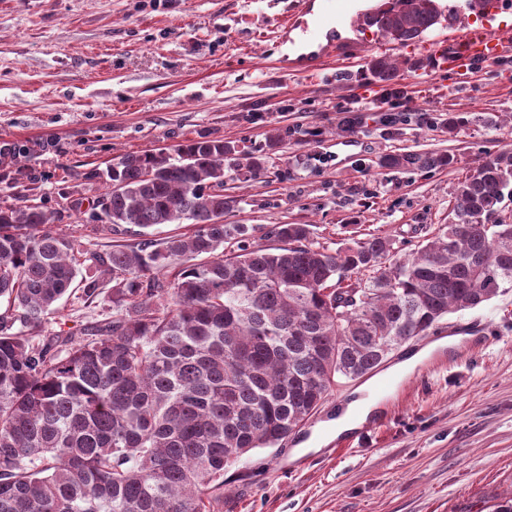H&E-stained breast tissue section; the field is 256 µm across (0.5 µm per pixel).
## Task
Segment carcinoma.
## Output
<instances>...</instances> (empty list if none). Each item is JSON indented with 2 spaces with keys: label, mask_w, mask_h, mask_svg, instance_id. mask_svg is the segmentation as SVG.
<instances>
[{
  "label": "carcinoma",
  "mask_w": 512,
  "mask_h": 512,
  "mask_svg": "<svg viewBox=\"0 0 512 512\" xmlns=\"http://www.w3.org/2000/svg\"><path fill=\"white\" fill-rule=\"evenodd\" d=\"M457 19L438 0H385L362 22L404 47ZM366 71L399 93L390 58ZM228 161L248 181L265 155L201 136L113 159L105 206L81 230H193L92 256L82 296L112 285V315L77 335L44 332L84 264V235L53 230L59 209L0 206V512H224L225 472L302 426L340 380L512 288V151L461 180L454 220L395 263L386 236L333 251L308 224L251 245L253 227L219 222L237 204ZM378 164L441 169L454 157Z\"/></svg>",
  "instance_id": "carcinoma-1"
}]
</instances>
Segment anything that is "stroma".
<instances>
[{
    "instance_id": "obj_1",
    "label": "stroma",
    "mask_w": 512,
    "mask_h": 512,
    "mask_svg": "<svg viewBox=\"0 0 512 512\" xmlns=\"http://www.w3.org/2000/svg\"><path fill=\"white\" fill-rule=\"evenodd\" d=\"M381 0H0V206L28 196L64 212L59 228L89 221L106 191L99 174L123 153L201 136L267 149L264 170L238 183L228 224H308L336 250L369 235L393 239L397 258L451 222L459 181L490 154L512 149V65L471 79L428 66L406 73L395 101L401 133L384 134L383 88L364 73L382 36L357 25ZM351 73L340 83L337 73ZM467 124L450 133L449 113ZM352 133L336 128L348 115ZM438 125H430V118ZM296 134L276 149L275 129ZM392 151L448 153L451 167L397 172ZM483 323L492 339L459 346L418 379L362 442L337 452L293 450L362 379L336 385L278 446L252 451L224 475V512H491L512 492V289L448 314L430 335L392 351L383 382L411 352Z\"/></svg>"
}]
</instances>
